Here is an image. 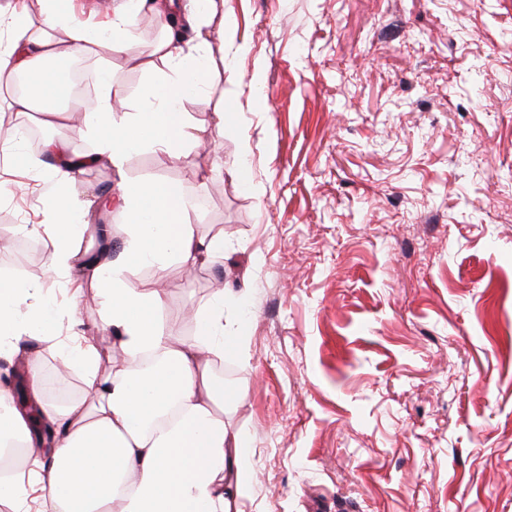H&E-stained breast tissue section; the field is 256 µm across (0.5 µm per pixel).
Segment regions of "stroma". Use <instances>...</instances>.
Listing matches in <instances>:
<instances>
[{
  "label": "stroma",
  "mask_w": 512,
  "mask_h": 512,
  "mask_svg": "<svg viewBox=\"0 0 512 512\" xmlns=\"http://www.w3.org/2000/svg\"><path fill=\"white\" fill-rule=\"evenodd\" d=\"M224 61L192 116L219 153L131 155L179 183L205 262L135 269L157 319L239 293L253 484L240 512H512V0H218ZM122 111L150 75L112 61ZM39 148L0 164V231L39 224ZM246 162L249 185L234 167Z\"/></svg>",
  "instance_id": "35a3bbf8"
}]
</instances>
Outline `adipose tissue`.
Here are the masks:
<instances>
[{
	"instance_id": "obj_1",
	"label": "adipose tissue",
	"mask_w": 512,
	"mask_h": 512,
	"mask_svg": "<svg viewBox=\"0 0 512 512\" xmlns=\"http://www.w3.org/2000/svg\"><path fill=\"white\" fill-rule=\"evenodd\" d=\"M193 2L189 10L181 0H123L105 24L92 27L76 19L63 0H38L35 14L28 0H0V81L22 72L40 93L36 100L0 98V111L20 117L40 112L54 120L62 111L52 101L65 87L69 63L93 57L101 64L95 97L72 106L81 113L85 132L96 139L93 154L75 153L69 141L51 137L41 157L28 161L55 186L41 201L52 245L46 279L0 277V357L23 359L26 393L38 408L30 414L16 405L11 388L1 387L0 442L21 444L29 474L55 512H233L251 492L245 440L229 432L216 413L235 398L212 374L211 363L239 351L245 333L241 327L225 333L223 290L197 310V340L177 343L155 316L164 303L163 290L146 293L131 280L136 264L160 267L173 257L205 261L223 252V238L199 234L187 223L192 201L173 183L124 179L118 197L96 196L88 208L72 191L85 169L105 163L120 173L132 154L147 148L172 152L232 125V113L220 106L198 118L186 110L188 102L204 96L214 57L224 52L223 42L212 41L208 33L216 0ZM145 11L165 35L139 53L136 23ZM57 30L68 35L66 51L56 47L52 34ZM129 55L152 78L140 91L139 111L120 114L114 109L120 91L112 80V60ZM46 156L52 160L48 168L42 162ZM114 206L127 219L117 257L111 225L86 223L90 210ZM88 227L97 246L82 250L75 236ZM59 278L75 295L88 286L95 289L102 327L113 333L122 353L119 368L92 379L82 398L64 404L46 392L40 355L23 356L18 348L23 338L38 336L51 342L64 364L94 369L98 349L81 329L76 302L64 306L49 293L50 282ZM64 319L69 333H54ZM149 353L157 366L139 374L138 364ZM35 419L52 426L51 437L31 429ZM46 445L51 455H43Z\"/></svg>"
}]
</instances>
